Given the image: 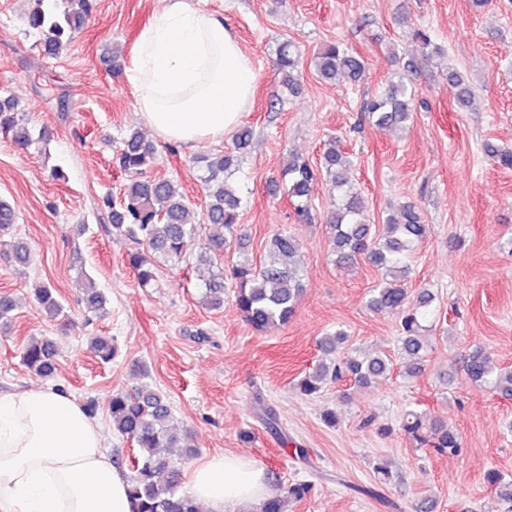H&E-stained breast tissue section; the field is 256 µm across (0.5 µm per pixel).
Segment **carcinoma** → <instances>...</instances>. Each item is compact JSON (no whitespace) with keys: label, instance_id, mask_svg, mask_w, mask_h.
Listing matches in <instances>:
<instances>
[{"label":"carcinoma","instance_id":"cac0c4a2","mask_svg":"<svg viewBox=\"0 0 512 512\" xmlns=\"http://www.w3.org/2000/svg\"><path fill=\"white\" fill-rule=\"evenodd\" d=\"M96 5L97 0H34L27 25L42 35L45 52L54 55L83 28ZM411 40L423 54L440 52L422 29L414 30ZM275 55L283 87L291 96L299 93V51L286 41L278 44ZM315 67L325 80L353 85L361 79L364 61L336 42L317 54ZM417 72L416 55L404 54L400 72L390 79L388 89L363 101L361 112L375 127L397 128L409 121L414 101L412 77ZM448 80L456 88L459 107L472 103L474 93L469 84L454 72L448 73ZM0 133L10 135L20 146L33 140L31 129L21 122L10 98L0 99ZM251 142L252 130L242 127L236 133L234 150L196 158L206 198L205 212L197 220L175 182L146 176L155 163L156 148L140 132L130 131L123 136L117 154L118 165L130 176V183L120 199L106 196L102 203L109 210L112 234L136 244L126 254V261L142 287L155 282L156 259L179 263L194 255L198 262L216 268L202 288L205 299L220 307L224 304V268L215 266L213 258L235 249L237 259L231 275L236 306L255 330L266 332L292 318L305 291V275L298 261L302 245L290 230H279L270 237L263 263L254 264L246 253V236L238 231L242 198L236 175ZM351 170L350 156L334 138L324 143L316 169L304 159L289 156L282 176L293 217L298 224L311 222L312 187L317 177L323 176L334 197L326 216L334 264L349 269L363 258L380 271L381 280L368 291L367 306L374 312L397 316L404 373L415 377L422 371L428 353L424 332L425 323L434 315V295L427 289L411 295L405 281L410 273V257L429 227L417 204L406 201L387 216L382 232H377L363 218V198L353 183ZM7 257L18 265L31 261L28 246L19 240ZM35 298L49 317L63 312L53 288L42 286ZM83 302L91 314L103 310L105 304L102 293L90 280L83 284ZM348 341L349 334L341 326L327 332L320 341L322 359L299 378L295 389L304 396H314L335 383L361 389L387 379L392 370L387 355L351 349ZM90 347L103 362L112 361L117 354L112 338L107 336L92 337ZM22 362L39 377L54 376L57 351L53 342L46 337L30 341L23 347ZM465 374L472 384L489 388L503 400H512V368L498 365L482 349L476 348L467 356ZM109 411L113 431L137 448L130 459L129 486L136 512H208L202 503L180 491L181 461L195 455L197 449L184 444V435L173 427L172 408L165 394L142 384L130 392L115 393ZM399 430L416 447L431 454L458 456L463 452L462 441L448 422L422 410H406ZM485 479L491 491L512 503L511 478L491 469ZM309 491L310 485L304 482L290 484L283 494L263 502L260 512H287L288 502L303 499Z\"/></svg>","mask_w":512,"mask_h":512}]
</instances>
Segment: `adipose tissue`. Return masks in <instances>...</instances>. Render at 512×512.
Instances as JSON below:
<instances>
[{
	"label": "adipose tissue",
	"mask_w": 512,
	"mask_h": 512,
	"mask_svg": "<svg viewBox=\"0 0 512 512\" xmlns=\"http://www.w3.org/2000/svg\"><path fill=\"white\" fill-rule=\"evenodd\" d=\"M137 108L161 139L220 141L253 95V61L222 14L165 0L139 34L126 69ZM104 430L50 386L0 393V512H134L123 468L103 451ZM190 495L210 512L277 491L246 456L224 452L196 466Z\"/></svg>",
	"instance_id": "obj_1"
}]
</instances>
